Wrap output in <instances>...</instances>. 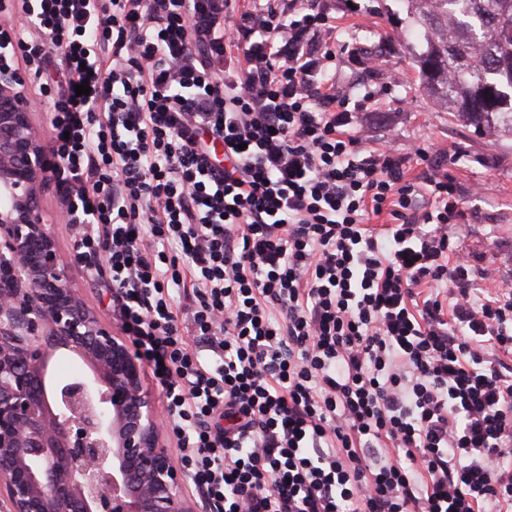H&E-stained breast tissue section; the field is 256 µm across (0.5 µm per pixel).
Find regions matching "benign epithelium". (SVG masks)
Masks as SVG:
<instances>
[{"instance_id":"7a95c632","label":"benign epithelium","mask_w":512,"mask_h":512,"mask_svg":"<svg viewBox=\"0 0 512 512\" xmlns=\"http://www.w3.org/2000/svg\"><path fill=\"white\" fill-rule=\"evenodd\" d=\"M27 84L0 53V512H211L185 495L146 363L87 308L44 222L49 163ZM61 348L89 373L51 382Z\"/></svg>"}]
</instances>
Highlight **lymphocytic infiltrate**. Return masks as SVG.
Returning a JSON list of instances; mask_svg holds the SVG:
<instances>
[{
  "label": "lymphocytic infiltrate",
  "mask_w": 512,
  "mask_h": 512,
  "mask_svg": "<svg viewBox=\"0 0 512 512\" xmlns=\"http://www.w3.org/2000/svg\"><path fill=\"white\" fill-rule=\"evenodd\" d=\"M224 6L21 3L27 68L63 54L51 173L76 259L108 268L197 493L512 512V291L478 282L454 177L418 145L365 151L374 96L337 93L308 0H252L230 31Z\"/></svg>",
  "instance_id": "lymphocytic-infiltrate-1"
}]
</instances>
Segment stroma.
I'll list each match as a JSON object with an SVG mask.
<instances>
[{"mask_svg": "<svg viewBox=\"0 0 512 512\" xmlns=\"http://www.w3.org/2000/svg\"><path fill=\"white\" fill-rule=\"evenodd\" d=\"M335 28L309 34L311 48L336 53V89L352 98L378 89L381 79L362 66L364 58L381 57L398 87L362 115L367 148L382 147L395 137L402 153L419 144L429 151L455 152L448 171L456 179L467 221L460 233L466 248L483 254L482 269L499 288L512 290V138L488 137L450 121L437 111L420 85L405 41L393 33L409 19L395 0H316ZM70 279L98 319L121 333L112 307L109 271L88 274L71 267Z\"/></svg>", "mask_w": 512, "mask_h": 512, "instance_id": "obj_1", "label": "stroma"}]
</instances>
